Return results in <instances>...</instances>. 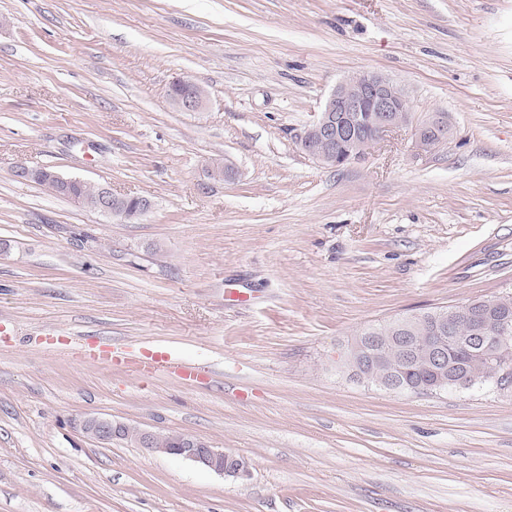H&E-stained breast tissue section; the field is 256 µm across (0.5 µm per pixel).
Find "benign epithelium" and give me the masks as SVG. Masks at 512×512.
<instances>
[{
	"mask_svg": "<svg viewBox=\"0 0 512 512\" xmlns=\"http://www.w3.org/2000/svg\"><path fill=\"white\" fill-rule=\"evenodd\" d=\"M168 100L181 112H199L206 105L207 94L199 84L178 78L170 85ZM411 124L414 125V146L420 153H428L448 140V121L444 117L436 116L413 124L408 96L398 82L379 72L356 73L336 84L321 112L300 136L298 145L316 162L340 168L363 161L373 144L388 133ZM206 176L211 180H230L234 170L226 164H210L206 167ZM99 192L98 212L126 213L125 198L114 195L108 186L99 187ZM481 306L480 312L486 319L478 323L472 336L445 335L451 328L446 308L437 310L435 327L429 336L418 335L421 325L408 318L394 324L393 342L403 353V362L410 363L417 345L426 346L430 354L433 380L417 390L439 392L454 378L448 371V345L457 344L484 354L492 340L502 344L512 339V314L499 307V300L484 299ZM353 358L363 366L380 361L374 337H359L343 360ZM82 426L86 433L103 443L123 439L112 420L106 417H87ZM156 437L158 434L140 429L137 444L148 452L180 457L222 476L243 478L248 475L244 460L205 440L186 435L181 437L178 448H156Z\"/></svg>",
	"mask_w": 512,
	"mask_h": 512,
	"instance_id": "obj_1",
	"label": "benign epithelium"
}]
</instances>
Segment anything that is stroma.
<instances>
[{"instance_id": "1", "label": "stroma", "mask_w": 512, "mask_h": 512, "mask_svg": "<svg viewBox=\"0 0 512 512\" xmlns=\"http://www.w3.org/2000/svg\"><path fill=\"white\" fill-rule=\"evenodd\" d=\"M411 128L336 169L297 138L343 77ZM207 92L175 109L169 84ZM214 159L236 177L207 182ZM149 199L109 217L20 179ZM512 292V0H0V512H512V388L394 392L337 364L362 329ZM163 345L138 379L80 346ZM188 434L244 478L103 444ZM167 97L172 106L182 112H199L207 102L205 89L199 84L183 78L172 81ZM414 146L419 153H428L448 140V121L435 116L414 126ZM131 366L139 378H150L159 372H178L184 378H191L199 369L184 363L174 352L166 349L145 352ZM83 429L96 440L111 443L114 439L126 440L138 444L151 453H165L196 463L216 474L243 478L248 475L247 464L241 458L230 454L224 449L214 448L209 442L191 435H158L148 430L119 424L125 437L112 423V420L101 416L87 417L82 421ZM138 430V437L136 439ZM157 437V439H156ZM156 439V442H155ZM180 439V448L178 441ZM155 443V447H154Z\"/></svg>"}]
</instances>
